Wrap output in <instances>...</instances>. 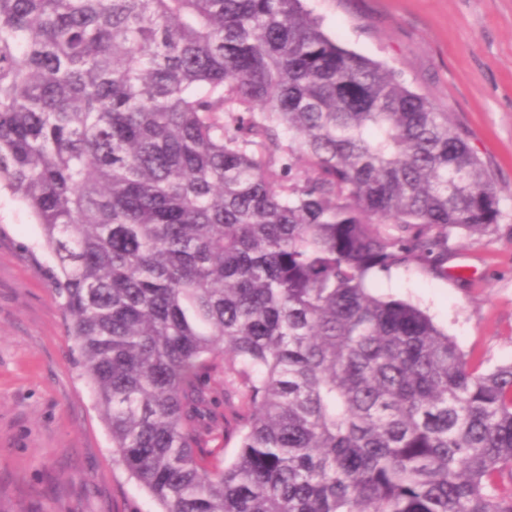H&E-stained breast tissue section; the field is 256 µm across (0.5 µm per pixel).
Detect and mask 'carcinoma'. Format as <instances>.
Masks as SVG:
<instances>
[{
    "instance_id": "obj_1",
    "label": "carcinoma",
    "mask_w": 512,
    "mask_h": 512,
    "mask_svg": "<svg viewBox=\"0 0 512 512\" xmlns=\"http://www.w3.org/2000/svg\"><path fill=\"white\" fill-rule=\"evenodd\" d=\"M451 116L305 0H0V189L157 512H512V362L374 287L499 229Z\"/></svg>"
}]
</instances>
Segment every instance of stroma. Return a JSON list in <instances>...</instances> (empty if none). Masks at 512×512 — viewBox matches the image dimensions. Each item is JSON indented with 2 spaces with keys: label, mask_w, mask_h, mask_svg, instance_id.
Masks as SVG:
<instances>
[{
  "label": "stroma",
  "mask_w": 512,
  "mask_h": 512,
  "mask_svg": "<svg viewBox=\"0 0 512 512\" xmlns=\"http://www.w3.org/2000/svg\"><path fill=\"white\" fill-rule=\"evenodd\" d=\"M326 30L451 110L501 191L497 234L459 240L441 278L416 267L381 292L426 310L482 368L512 361V0H306ZM40 229L0 192V512H155L112 442L32 258Z\"/></svg>",
  "instance_id": "1"
}]
</instances>
